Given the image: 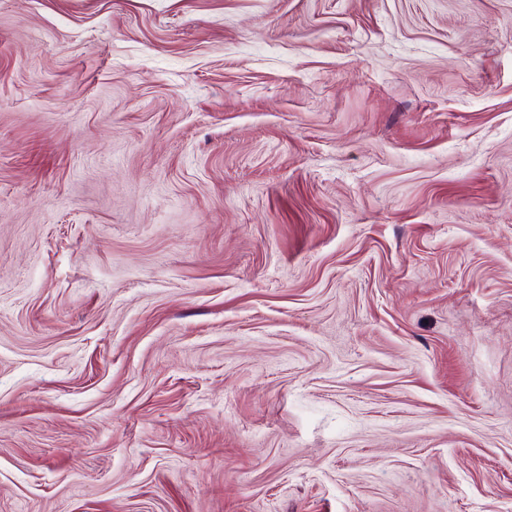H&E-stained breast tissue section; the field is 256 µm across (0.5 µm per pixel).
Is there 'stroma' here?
<instances>
[{
	"instance_id": "stroma-1",
	"label": "stroma",
	"mask_w": 512,
	"mask_h": 512,
	"mask_svg": "<svg viewBox=\"0 0 512 512\" xmlns=\"http://www.w3.org/2000/svg\"><path fill=\"white\" fill-rule=\"evenodd\" d=\"M0 512H512V0H0Z\"/></svg>"
}]
</instances>
